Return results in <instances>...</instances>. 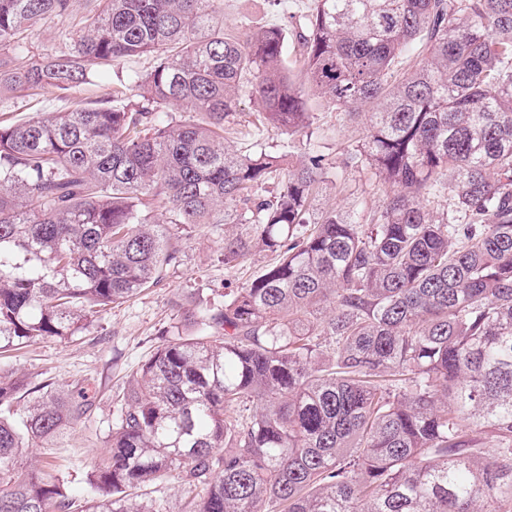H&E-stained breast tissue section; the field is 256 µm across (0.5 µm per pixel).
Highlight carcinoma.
Listing matches in <instances>:
<instances>
[{
	"instance_id": "carcinoma-1",
	"label": "carcinoma",
	"mask_w": 512,
	"mask_h": 512,
	"mask_svg": "<svg viewBox=\"0 0 512 512\" xmlns=\"http://www.w3.org/2000/svg\"><path fill=\"white\" fill-rule=\"evenodd\" d=\"M71 12L0 0V93L152 63L0 121V354L158 286L173 224L233 227L226 265L278 261L222 304H178L195 331L133 373L78 503L51 448L86 393L0 375V512H165L145 495L168 476L195 492L182 512H512V0H316L306 80L363 123L346 165L382 192L367 214L316 208L334 166L285 30L229 37L215 0H88L67 50L9 66ZM245 96L306 137L302 160L224 146Z\"/></svg>"
}]
</instances>
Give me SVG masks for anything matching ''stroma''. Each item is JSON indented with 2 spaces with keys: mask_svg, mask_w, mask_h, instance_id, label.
<instances>
[{
  "mask_svg": "<svg viewBox=\"0 0 512 512\" xmlns=\"http://www.w3.org/2000/svg\"><path fill=\"white\" fill-rule=\"evenodd\" d=\"M218 7L224 12L225 33L241 39L246 36L240 26L245 18L256 27H283L290 36L287 70L295 80H302L303 58L295 33L306 27L315 0H219ZM65 27V22L56 19L42 24L27 51L12 56V66L20 68L62 50ZM69 98V93L56 89L34 98L6 93L0 95V120L22 121L37 112H58L68 105ZM308 102L315 139L336 167V183L320 193L319 207L354 206L364 211L376 207L380 193L373 180L344 164L345 147L358 137L356 125L344 122L316 96H309ZM260 112L257 101L240 99L236 132L229 136L228 145L243 152L259 137L268 151L299 158L305 148L304 137L260 129ZM171 233L182 248V261L167 270L159 286L108 308L75 341L30 343L0 362V368L36 383L49 379L69 391L88 389L91 407L54 442L58 473L69 488L85 487L88 472L105 463L107 436L117 420L119 397L132 373L155 351L161 333L179 322L176 301L184 299L200 306L223 303L225 292L242 287L275 261L273 255L258 251L243 264L225 266L224 227L220 224L175 225Z\"/></svg>",
  "mask_w": 512,
  "mask_h": 512,
  "instance_id": "stroma-1",
  "label": "stroma"
}]
</instances>
